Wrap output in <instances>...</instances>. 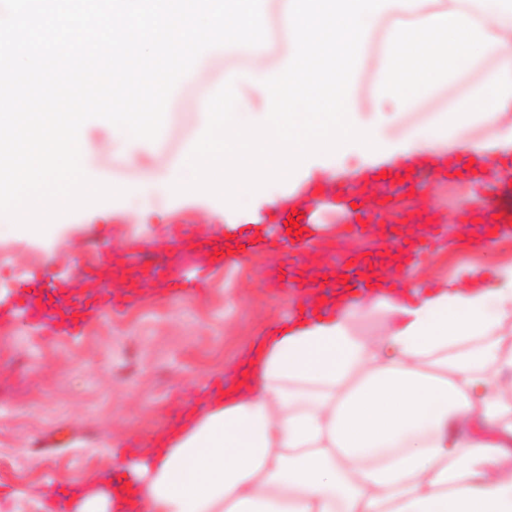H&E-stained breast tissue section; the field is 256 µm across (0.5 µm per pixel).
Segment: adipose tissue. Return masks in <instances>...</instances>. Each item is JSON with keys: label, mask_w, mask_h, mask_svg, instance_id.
I'll return each instance as SVG.
<instances>
[{"label": "adipose tissue", "mask_w": 512, "mask_h": 512, "mask_svg": "<svg viewBox=\"0 0 512 512\" xmlns=\"http://www.w3.org/2000/svg\"><path fill=\"white\" fill-rule=\"evenodd\" d=\"M461 12L496 39L443 86L445 110L413 124L392 98L355 108L396 146L348 166H312L303 185L349 175L453 164L472 149L468 178L484 182L492 156L512 155V0H421L386 7L372 27ZM59 93L20 102L11 128L13 178L0 192V238L39 237L97 198L135 212L160 177L116 186L91 180L80 112L50 108ZM500 128L476 141L471 127ZM379 313L380 336L354 321ZM512 319V263L462 287L376 279L368 297L339 293L315 317L271 323L244 352L241 373L130 457L127 512H512V353L490 346ZM106 480L81 487L63 512H114Z\"/></svg>", "instance_id": "1"}]
</instances>
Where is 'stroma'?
Returning a JSON list of instances; mask_svg holds the SVG:
<instances>
[{
  "instance_id": "stroma-1",
  "label": "stroma",
  "mask_w": 512,
  "mask_h": 512,
  "mask_svg": "<svg viewBox=\"0 0 512 512\" xmlns=\"http://www.w3.org/2000/svg\"><path fill=\"white\" fill-rule=\"evenodd\" d=\"M171 123L159 145L126 153L105 122L91 119V148L107 146L109 166L98 177L128 185L168 169L191 139L206 98L174 100ZM471 185L431 184L425 200L448 226L446 249L423 255L412 275L429 285L463 282L473 272L512 262V237L487 249L467 245L472 226ZM223 223L224 207L183 193L160 196L140 213L104 201L75 209L58 240L15 237L0 262V298L14 299L33 273L48 271L66 287L96 283L100 255L129 267L132 255L169 248L179 224L207 234L199 210ZM274 248L216 270L204 293L167 297L143 292L132 307L93 319L83 335L44 340L25 318H0V512H47L51 487L77 488L124 464L119 444L161 433L179 415L184 398L211 379L228 376L245 350L276 318L300 303L264 273L282 267Z\"/></svg>"
}]
</instances>
